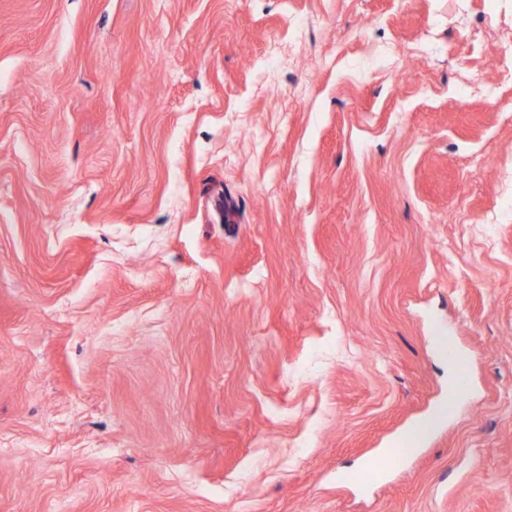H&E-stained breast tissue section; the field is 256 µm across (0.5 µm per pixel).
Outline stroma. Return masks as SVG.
Returning a JSON list of instances; mask_svg holds the SVG:
<instances>
[{"mask_svg": "<svg viewBox=\"0 0 512 512\" xmlns=\"http://www.w3.org/2000/svg\"><path fill=\"white\" fill-rule=\"evenodd\" d=\"M501 96L512 0H0V512H512Z\"/></svg>", "mask_w": 512, "mask_h": 512, "instance_id": "35a3bbf8", "label": "stroma"}]
</instances>
